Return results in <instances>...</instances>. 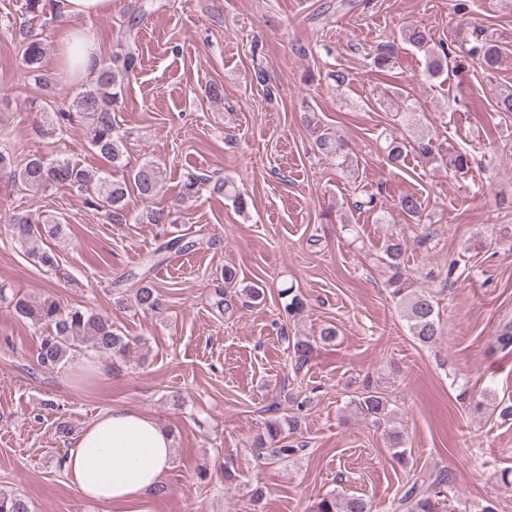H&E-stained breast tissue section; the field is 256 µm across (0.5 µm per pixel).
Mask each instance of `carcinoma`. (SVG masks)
<instances>
[{
  "mask_svg": "<svg viewBox=\"0 0 512 512\" xmlns=\"http://www.w3.org/2000/svg\"><path fill=\"white\" fill-rule=\"evenodd\" d=\"M27 12L41 19L47 15L59 19L64 15L66 0H26ZM147 16L145 5L138 2L133 5L127 23L125 39L116 44V50L109 56L95 53L89 66L90 81L79 94L75 112L60 109L53 110L56 78L53 73L43 69L42 59L44 43L39 33L25 24L19 26L20 46L24 67L42 92L40 112L43 118V135H55L63 131L73 121V114L83 120L93 150L104 159L109 169L98 175H92L77 167L70 160L58 157L48 160L33 155L24 163H14L12 152L0 146V171L10 172L14 184L29 190H48L50 188H69L84 198L85 204L105 213L111 224H175L173 215L177 209L155 208L150 202L158 193L162 180L160 167L145 161L136 167L130 165L127 156L129 133L120 130L115 121L116 109L124 100V81L134 72L138 63L136 30ZM402 42L422 52L425 57V77L436 79L448 73V60L451 50L445 45H435L430 31L421 25L410 24L402 28ZM486 71H493L499 64V50L494 41L482 38L469 49ZM398 47L387 42L377 47L373 56V65L379 71L390 70L396 64ZM315 147L322 154L334 155L338 166L349 162L347 143L339 136L321 133L315 139ZM209 182V178L198 174H187L183 183L181 201L196 197L200 187ZM213 191L233 198L238 209H243L245 199L229 180L217 181ZM136 195L142 208L135 211L130 208L131 195ZM401 214L414 219L422 214V203L415 195H404L398 201ZM9 228L13 239L31 255L38 264L48 271L59 267L58 255L51 248L41 247L43 238L56 237L62 232V225L31 210H17L9 218ZM407 244L402 240H389L384 247V260L392 272L388 281L391 294L396 299L410 335L421 345L430 346L440 336L438 312L433 297L411 288L403 270ZM285 298L284 311L294 318L305 308L302 297L288 287L280 291ZM9 304L14 312L33 326L48 329L41 338L38 363L45 369H55L69 363L73 357L91 348L112 361H123L130 353L133 341L119 333L112 321L98 313L73 306L67 310L53 297L48 296L32 303L15 294ZM134 304L144 311L161 309L162 303L156 289L149 283L137 288ZM512 347V325L501 327L495 336L492 349L507 350ZM390 400L380 384L369 381L356 401L360 414L380 423L389 418ZM300 427L299 417L274 416L266 422L267 439H259L254 454L270 461L294 456L301 449L290 444L287 438ZM450 486L443 475L430 474L416 480L394 505V509L405 512H443L441 487ZM370 501L361 496L339 498L328 494L313 507L312 512H371ZM0 512H31L29 501L22 495L0 493Z\"/></svg>",
  "mask_w": 512,
  "mask_h": 512,
  "instance_id": "cac0c4a2",
  "label": "carcinoma"
}]
</instances>
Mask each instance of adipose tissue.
<instances>
[{
    "label": "adipose tissue",
    "mask_w": 512,
    "mask_h": 512,
    "mask_svg": "<svg viewBox=\"0 0 512 512\" xmlns=\"http://www.w3.org/2000/svg\"><path fill=\"white\" fill-rule=\"evenodd\" d=\"M173 436L157 418L114 407L91 421L71 446L65 470L90 502L112 512H141L140 505L171 470Z\"/></svg>",
    "instance_id": "1"
}]
</instances>
